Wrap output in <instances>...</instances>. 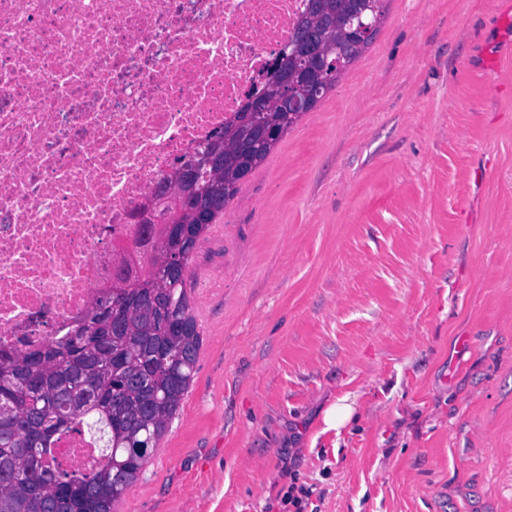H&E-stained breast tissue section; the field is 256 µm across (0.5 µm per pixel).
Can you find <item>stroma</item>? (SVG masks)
Returning <instances> with one entry per match:
<instances>
[{"label":"stroma","mask_w":512,"mask_h":512,"mask_svg":"<svg viewBox=\"0 0 512 512\" xmlns=\"http://www.w3.org/2000/svg\"><path fill=\"white\" fill-rule=\"evenodd\" d=\"M384 11L195 248L194 376L114 512H512V0Z\"/></svg>","instance_id":"obj_1"}]
</instances>
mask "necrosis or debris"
Returning a JSON list of instances; mask_svg holds the SVG:
<instances>
[{"label": "necrosis or debris", "mask_w": 512, "mask_h": 512, "mask_svg": "<svg viewBox=\"0 0 512 512\" xmlns=\"http://www.w3.org/2000/svg\"><path fill=\"white\" fill-rule=\"evenodd\" d=\"M309 0H0V353L112 294L177 160L287 51Z\"/></svg>", "instance_id": "4bbe7bcc"}]
</instances>
